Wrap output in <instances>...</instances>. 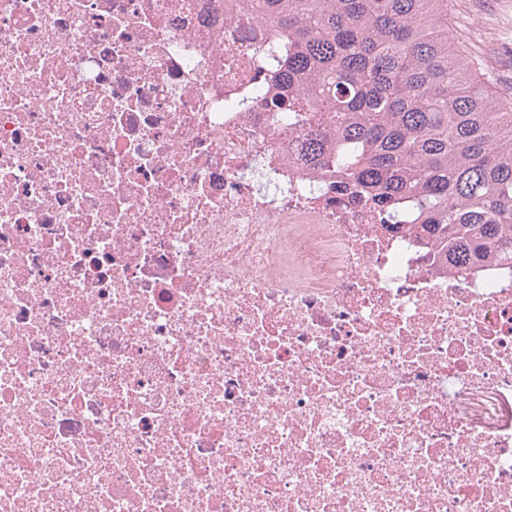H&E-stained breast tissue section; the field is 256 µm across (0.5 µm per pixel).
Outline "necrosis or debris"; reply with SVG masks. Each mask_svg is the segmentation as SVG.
Wrapping results in <instances>:
<instances>
[{
  "label": "necrosis or debris",
  "mask_w": 512,
  "mask_h": 512,
  "mask_svg": "<svg viewBox=\"0 0 512 512\" xmlns=\"http://www.w3.org/2000/svg\"><path fill=\"white\" fill-rule=\"evenodd\" d=\"M209 0H0V512H512V273L319 191Z\"/></svg>",
  "instance_id": "1"
}]
</instances>
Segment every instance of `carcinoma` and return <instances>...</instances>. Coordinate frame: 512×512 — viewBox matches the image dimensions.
I'll return each instance as SVG.
<instances>
[{
    "label": "carcinoma",
    "instance_id": "cac0c4a2",
    "mask_svg": "<svg viewBox=\"0 0 512 512\" xmlns=\"http://www.w3.org/2000/svg\"><path fill=\"white\" fill-rule=\"evenodd\" d=\"M260 18L256 104L307 128L315 175L408 227L463 276L512 266V103L495 100L448 25L449 0H219Z\"/></svg>",
    "mask_w": 512,
    "mask_h": 512
}]
</instances>
